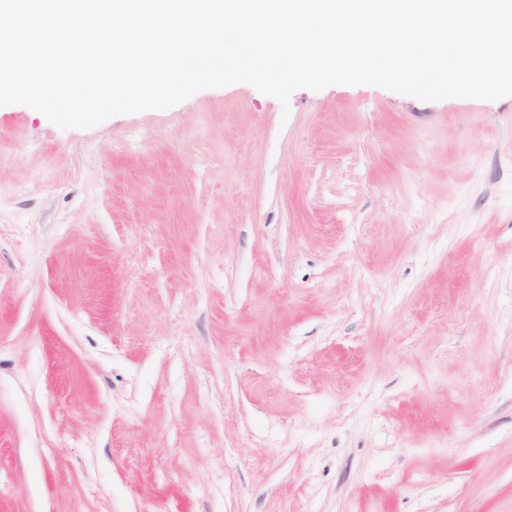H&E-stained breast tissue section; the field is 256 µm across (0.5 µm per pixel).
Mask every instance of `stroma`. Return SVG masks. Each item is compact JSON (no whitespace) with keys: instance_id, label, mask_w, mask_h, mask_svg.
Segmentation results:
<instances>
[{"instance_id":"1","label":"stroma","mask_w":512,"mask_h":512,"mask_svg":"<svg viewBox=\"0 0 512 512\" xmlns=\"http://www.w3.org/2000/svg\"><path fill=\"white\" fill-rule=\"evenodd\" d=\"M0 512H512V96L0 107Z\"/></svg>"}]
</instances>
